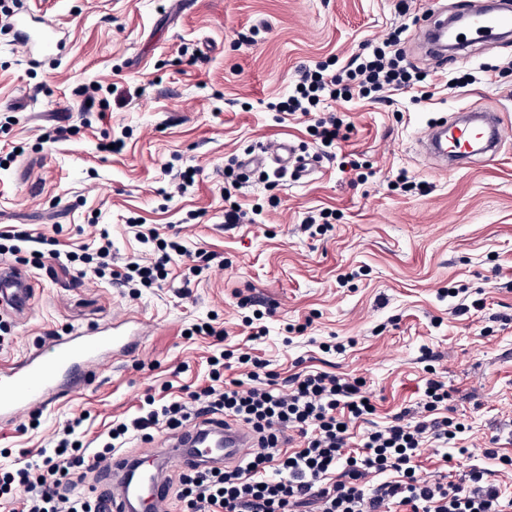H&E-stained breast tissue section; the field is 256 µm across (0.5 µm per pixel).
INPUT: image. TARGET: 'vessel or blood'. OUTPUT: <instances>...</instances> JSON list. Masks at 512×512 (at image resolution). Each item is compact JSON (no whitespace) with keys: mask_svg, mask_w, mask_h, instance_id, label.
Wrapping results in <instances>:
<instances>
[{"mask_svg":"<svg viewBox=\"0 0 512 512\" xmlns=\"http://www.w3.org/2000/svg\"><path fill=\"white\" fill-rule=\"evenodd\" d=\"M470 17L463 45L495 42L512 30V0L499 6L475 11L466 6ZM426 39L440 42L448 31V18L442 11L430 10L425 18ZM11 28L16 42L26 55L37 57L56 53L66 38L65 31L47 19H33L26 10L13 13ZM470 128L459 130L456 147L444 146L447 124L428 132L422 141L426 152L441 161L466 162L473 154L466 142L483 135L486 147L481 158H493L503 144L505 121L496 113L478 109L469 115ZM246 169L270 165L277 170H294L297 177L309 173V162L293 143H281L273 151L251 154L244 159ZM35 290L27 275L17 268H0V305L12 304L15 310L27 309ZM147 324L125 315L110 325L93 326L57 336L46 346L26 353L10 367L0 368V423L12 424L25 415L48 407L58 396L91 382L106 362L132 354L141 345ZM252 438L234 423H196L166 440L162 447H146L137 455L119 453L107 461L103 474L114 494L111 512H132L145 502L148 512H171L172 502L165 490L163 473L167 469L188 470L204 466L222 467L237 463Z\"/></svg>","mask_w":512,"mask_h":512,"instance_id":"obj_1","label":"vessel or blood"}]
</instances>
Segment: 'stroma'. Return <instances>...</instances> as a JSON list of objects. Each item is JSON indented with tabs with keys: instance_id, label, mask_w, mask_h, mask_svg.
I'll return each mask as SVG.
<instances>
[{
	"instance_id": "obj_1",
	"label": "stroma",
	"mask_w": 512,
	"mask_h": 512,
	"mask_svg": "<svg viewBox=\"0 0 512 512\" xmlns=\"http://www.w3.org/2000/svg\"><path fill=\"white\" fill-rule=\"evenodd\" d=\"M70 33L58 54L31 59L0 28V232L54 236L60 249L112 240V265L140 255L128 223L180 234L189 250L210 256L185 282L169 266L161 287L130 298L110 277L80 286L21 264L40 287L24 316L0 311V363L58 333L144 318L141 347L111 363L95 381L43 410L40 425L0 426V465L34 460L80 417L84 442L138 413L165 385L203 386L219 348L265 360L278 381L305 370L363 380L384 423L416 408L427 378L447 384L465 430L479 446L473 464L512 483L499 458H512V129L492 159L450 173L417 151L427 126L465 107L504 113L512 122V39L470 48L439 62L421 50L428 0H19ZM404 27L410 62L426 73L386 103L356 98L322 105L344 135L335 156L322 154L313 117L279 120L268 102L286 98L298 71L319 61L344 65L367 44ZM256 30L254 42L245 34ZM104 87L84 113V93ZM117 93H108V85ZM143 87L123 101L120 90ZM64 134L49 139L55 127ZM123 135L121 151L102 142ZM292 142L319 164L299 179L265 169L243 178L236 200L261 207L252 224L224 221V171L230 158ZM369 177L341 165L342 155ZM197 169L187 193L174 172ZM407 173L412 189L397 186ZM327 213L328 231L309 217ZM458 297H449V290ZM262 312L263 339L248 341L241 302ZM480 310L457 312V303ZM216 319L226 337L189 336ZM345 344L342 353L323 343ZM499 451L485 457L484 449Z\"/></svg>"
}]
</instances>
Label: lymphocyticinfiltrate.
<instances>
[{
    "label": "lymphocytic infiltrate",
    "mask_w": 512,
    "mask_h": 512,
    "mask_svg": "<svg viewBox=\"0 0 512 512\" xmlns=\"http://www.w3.org/2000/svg\"><path fill=\"white\" fill-rule=\"evenodd\" d=\"M401 35V29H394L339 70L327 61L300 68L291 94L269 103V110L314 115V135L324 147L335 148L341 125L335 115L318 116L321 104L357 97L383 100L418 79L416 66L405 61ZM135 237L155 255L118 271L112 268V241L105 230L80 251L64 253L55 248L54 238L13 229L0 233V252L19 255L34 242L46 246L50 265L75 270L80 278L86 272L76 269V262L92 261L96 273L113 271L133 296L161 279L172 260L188 259L190 272H201L203 251H188L146 224L136 225ZM233 364L238 377L225 379ZM208 365L207 385L160 402L148 399L142 415L113 421L100 434L95 452L76 445L71 423L56 447L42 449L39 459L1 466L0 512H108L110 490L90 497L76 492L77 480L95 472L131 438L148 443L153 429L181 430L201 416L247 428L255 444L236 465L170 474L167 488L180 512H304L312 504L317 512H394L398 507L407 512H512V488L489 480L486 470L469 469L456 482L440 471L421 472L418 460L424 450L455 444L459 432L442 381L426 380L418 420H410L404 409L356 440L350 424L374 411L358 380L306 370L279 389L265 362L228 349L210 356ZM380 474L385 477L381 483L376 480Z\"/></svg>",
    "instance_id": "1"
}]
</instances>
